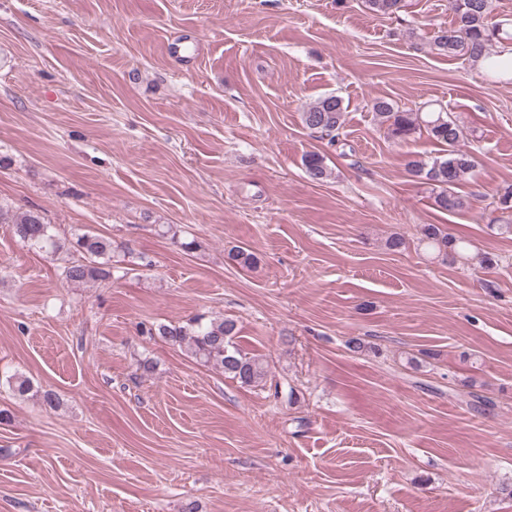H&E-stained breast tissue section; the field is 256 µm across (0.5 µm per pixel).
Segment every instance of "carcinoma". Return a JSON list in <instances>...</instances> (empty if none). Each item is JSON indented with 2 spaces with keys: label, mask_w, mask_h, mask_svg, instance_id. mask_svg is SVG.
I'll return each mask as SVG.
<instances>
[{
  "label": "carcinoma",
  "mask_w": 512,
  "mask_h": 512,
  "mask_svg": "<svg viewBox=\"0 0 512 512\" xmlns=\"http://www.w3.org/2000/svg\"><path fill=\"white\" fill-rule=\"evenodd\" d=\"M376 16L394 15L403 8V0H366ZM455 27L439 30L433 46L441 55L463 58L473 64L487 61L488 69L497 71L501 64L492 59L493 42L512 40L508 21L496 20L492 0H448ZM373 109L394 139L406 141L422 132L427 133L445 146L444 154L426 162L411 160L409 172L431 186L433 206L441 211L456 212L469 207V199L455 191L466 181L474 168L473 156L462 150L465 141L462 127L446 112L422 114L411 110H396L384 100L374 103ZM344 104L341 97L327 94L317 99L302 113L304 126L314 133L330 137V143L338 141L339 130L344 122ZM309 176L322 181L331 175L324 156L309 152L304 156ZM0 223L12 225L19 242L30 248L46 251L54 256L75 249L84 255L82 261H64L63 276L72 284L107 282L112 279L109 259L114 251L112 239L98 234L84 233L70 244L52 232L39 213L34 211L5 212L0 209ZM419 240L433 251L453 259L469 258V243L451 236L440 224H423L419 227ZM228 259L234 264L252 269L258 258L248 249L236 246L229 250ZM150 336L183 346L192 358L205 366L221 369L244 387L266 384L268 371L265 362L244 352L235 342L237 325L230 319L208 318L198 315L186 324H160L145 329Z\"/></svg>",
  "instance_id": "cac0c4a2"
}]
</instances>
